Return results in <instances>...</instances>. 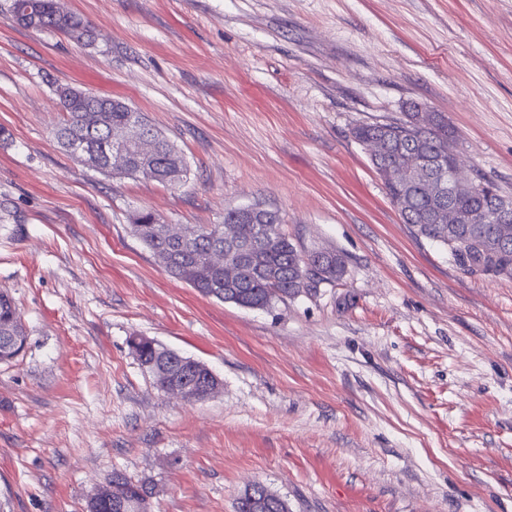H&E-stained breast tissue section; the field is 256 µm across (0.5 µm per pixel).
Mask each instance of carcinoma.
I'll return each instance as SVG.
<instances>
[{
  "label": "carcinoma",
  "mask_w": 512,
  "mask_h": 512,
  "mask_svg": "<svg viewBox=\"0 0 512 512\" xmlns=\"http://www.w3.org/2000/svg\"><path fill=\"white\" fill-rule=\"evenodd\" d=\"M11 13H28V27L41 31L55 32L65 37L76 36V42L85 43L92 39V31L79 14H61L54 8L53 0H11ZM106 107L111 123L119 126L127 120L129 113L122 111L125 103L110 97H99L96 101H86L73 95L65 105V115L55 131L58 144L69 150L71 144L84 142L92 151V159L102 168V172L119 177L137 176L139 158L136 149H130L125 162L114 166L108 143V131L98 125L97 113L93 109ZM353 137L366 144L374 139L388 141L392 149L372 161L376 171L392 166L412 168L421 160L432 162L443 175L452 173L457 162V141L448 128V122L437 113H430L429 121H424L419 108L405 113V118L390 123L359 125L352 130ZM156 138L155 154L151 159L157 177L155 181L176 184L187 174L183 153L161 132L154 131ZM478 179L484 186L480 193L460 191L451 201V209L470 218L468 224H448L437 220L435 212L438 199L429 194L426 186L411 178L398 182L384 181L391 202L404 223L410 225L419 238L438 243L448 248L455 263L470 275L482 274L492 277L512 279V223L504 226L492 218L495 206L512 199L501 194L490 180L479 173ZM242 209L224 213L222 224H199L192 238L180 242L163 232L164 224L151 212L133 215L131 227L134 235L158 257H167L165 270L172 277L185 282L199 292L221 301L235 300L245 304H263L267 308L277 300L294 298L299 294L312 293L323 285H330L344 273L343 257L334 250L313 249L300 251L281 232V216L276 210H260L252 217L253 223L241 222ZM274 228L275 242L261 247L254 260L247 264H237L233 273L224 267L210 262V254L224 252V229L231 227L248 231L256 236L260 229ZM508 228L509 246L505 248L495 263L496 270L487 266L486 245L502 235ZM318 264L311 283L301 291L295 282L304 272L305 260ZM27 334L21 316L11 296L0 292V361L17 357L24 349ZM174 352L161 347L141 343L135 346V356L140 365L150 373L158 389L166 390L167 379L157 375L162 363ZM111 481L116 485V497L130 502L152 495L147 485L133 481L121 472H113ZM265 489L256 484L253 496L240 502L238 512H288L264 498ZM114 497V498H116ZM114 498L108 497L98 503L95 512H115Z\"/></svg>",
  "instance_id": "cac0c4a2"
}]
</instances>
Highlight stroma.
I'll return each mask as SVG.
<instances>
[{"mask_svg":"<svg viewBox=\"0 0 512 512\" xmlns=\"http://www.w3.org/2000/svg\"><path fill=\"white\" fill-rule=\"evenodd\" d=\"M0 0V291L27 344L0 362V512H85L112 471L154 512H512V279L416 238L358 124L440 113L464 171L512 198V0H65L78 45ZM124 101L182 151L178 184L63 150L56 90ZM279 211L346 273L267 309L169 276L130 216L194 229ZM147 336L221 381L160 391ZM253 496L251 498H247L240 502V497L238 498V501L236 505H239V510L237 512H286L288 511V508L285 506L280 508L279 505L274 502L276 501L275 498H278L277 495H274L273 493L268 491V494L273 497H267L274 501L268 500L264 498L263 494L265 493V489L261 487L260 484H254L253 486ZM263 502V507H258L257 505L259 503Z\"/></svg>","mask_w":512,"mask_h":512,"instance_id":"obj_1","label":"stroma"}]
</instances>
